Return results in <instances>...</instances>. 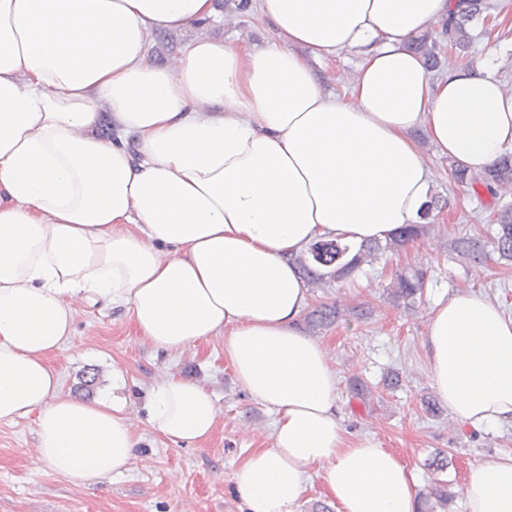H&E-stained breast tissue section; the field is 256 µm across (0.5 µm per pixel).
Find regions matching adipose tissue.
Masks as SVG:
<instances>
[{
	"mask_svg": "<svg viewBox=\"0 0 512 512\" xmlns=\"http://www.w3.org/2000/svg\"><path fill=\"white\" fill-rule=\"evenodd\" d=\"M461 0H256L276 35L201 37L176 66L155 35L213 0H0V421L33 422L40 459L80 482L123 475L137 441L121 396L77 399L47 362L74 307L125 306L174 352L223 337L238 385L276 414L232 481L247 512H296L320 470L339 512H419L409 467L349 438L337 374L298 323L294 263L320 239L356 246L425 221L434 171L417 137L473 173L512 153V93L481 59L430 80L407 45ZM359 56L347 97L313 62ZM108 110L119 134L96 133ZM432 385L477 431L512 422V316L482 292L436 297ZM172 443L210 438L213 394L189 378L146 396ZM465 512H512V455L482 459Z\"/></svg>",
	"mask_w": 512,
	"mask_h": 512,
	"instance_id": "1",
	"label": "adipose tissue"
}]
</instances>
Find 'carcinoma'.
I'll list each match as a JSON object with an SVG mask.
<instances>
[{"mask_svg": "<svg viewBox=\"0 0 512 512\" xmlns=\"http://www.w3.org/2000/svg\"><path fill=\"white\" fill-rule=\"evenodd\" d=\"M490 9L485 0H467V7L453 14L444 24L440 40L430 39L425 34L415 41V49L421 52L425 68L436 70L441 63L440 43H447L451 49L464 50L471 41L467 22ZM454 179L485 190L490 196L502 198L512 193V154H507L482 174H471L458 167L453 170ZM433 222L409 224L388 238L385 243H362L357 247L337 240H319L313 243L307 252L296 258L308 284L313 288H322L328 278L338 281L355 277L366 266H373L388 252H397L406 244L430 233ZM454 249L465 257L473 267L482 266L490 253L512 262V207L499 209L490 220L487 234L464 233L454 241ZM425 275L418 269L406 268L395 274L389 290L392 297L408 307L414 306L424 289ZM343 312L337 306L322 304L311 310L306 317V327L312 331L331 326L340 321ZM351 397L362 403L369 402L374 387L355 378L348 386Z\"/></svg>", "mask_w": 512, "mask_h": 512, "instance_id": "1", "label": "carcinoma"}]
</instances>
